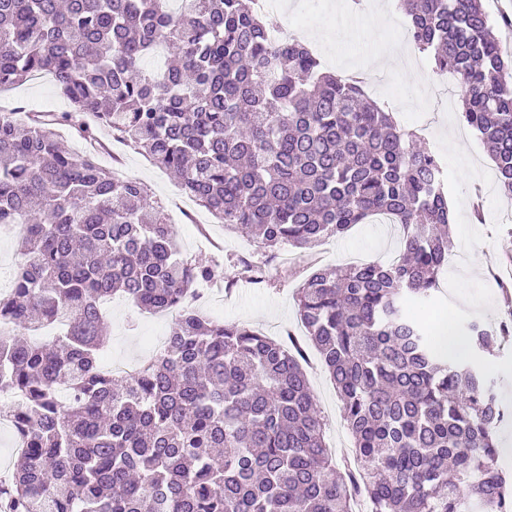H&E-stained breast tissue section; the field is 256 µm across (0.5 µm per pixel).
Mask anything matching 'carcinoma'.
<instances>
[{
    "instance_id": "cac0c4a2",
    "label": "carcinoma",
    "mask_w": 512,
    "mask_h": 512,
    "mask_svg": "<svg viewBox=\"0 0 512 512\" xmlns=\"http://www.w3.org/2000/svg\"><path fill=\"white\" fill-rule=\"evenodd\" d=\"M0 0V90L49 75L67 112L0 110V226L25 224V257L0 295V394L23 443L0 480V512H504L497 465L506 406L470 352L512 341V322L463 325L448 355L433 303L451 252L440 158L360 82L321 70L303 43L275 41L252 0ZM407 32L462 82V117L512 198V60L483 0H403ZM164 51L160 70L145 57ZM87 145L106 130L179 175L267 262L373 215L403 228V255L313 269L296 301L335 385L356 468L328 452L303 353L186 304L215 267L189 261L146 186L119 180ZM182 308L140 369L103 368L102 305Z\"/></svg>"
}]
</instances>
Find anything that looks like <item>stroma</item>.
<instances>
[{"label": "stroma", "instance_id": "35a3bbf8", "mask_svg": "<svg viewBox=\"0 0 512 512\" xmlns=\"http://www.w3.org/2000/svg\"><path fill=\"white\" fill-rule=\"evenodd\" d=\"M333 0H278L266 14L273 28L300 29L302 36L317 35L312 50L320 58L324 70L334 73L360 70L396 47L394 34L407 26L408 19L398 0H364L367 21L357 24L356 31H346L337 17ZM423 81L409 80L399 71H390L374 80L375 100L390 106L397 121L408 128L424 126L426 146L443 162L447 173L448 198L453 201L455 261L444 274L437 302L438 313H451L453 328H461L476 318L496 324L511 306L505 285H512V223L499 220L502 211H512V199L497 189L496 180L487 178L488 153L475 131L462 118L461 98L453 96L436 123L425 117L441 87L443 75L434 63H427ZM29 106L44 104L46 110L64 112L68 102L56 91L50 78L26 83L0 93V108L15 103ZM112 156L103 157L104 165L119 161L126 177L147 185L151 200L170 205L182 192L168 172L152 164L145 154L119 141H111ZM481 189L485 206L483 222L473 218V191ZM199 223H183L175 227V244L185 259L214 265L216 285L234 278L238 284L224 295V320L249 326L275 340L287 334L302 337L297 314L296 293L312 264L328 266L360 262L387 261L399 257L401 237L391 225L370 221L353 226L345 235L324 241L312 250L282 245L276 263L288 269V276L252 284L239 280V257L253 261L264 259V251L243 234L225 231L223 225L207 212L200 211ZM108 359L118 362H142L155 350L148 337L167 338L175 323L174 315L150 314L131 301L116 297L105 309ZM471 360L493 378L503 403L512 408V343L494 350L493 354L477 352ZM317 407L327 421V442L337 459L351 454L353 440L344 423L336 389L317 356H310L307 366Z\"/></svg>", "mask_w": 512, "mask_h": 512}]
</instances>
